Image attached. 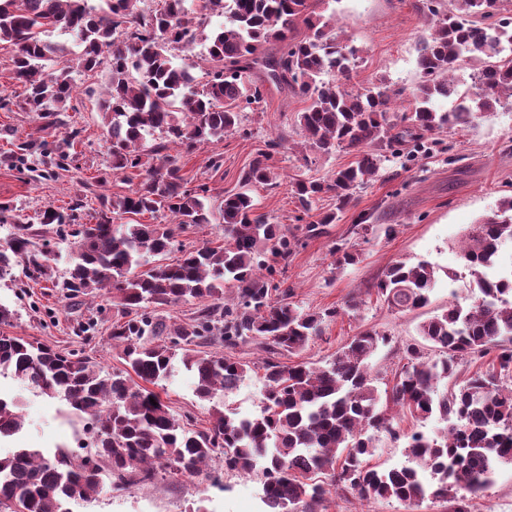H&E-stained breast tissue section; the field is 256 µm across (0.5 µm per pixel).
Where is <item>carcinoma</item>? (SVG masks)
Here are the masks:
<instances>
[{"mask_svg":"<svg viewBox=\"0 0 512 512\" xmlns=\"http://www.w3.org/2000/svg\"><path fill=\"white\" fill-rule=\"evenodd\" d=\"M0 0V43L15 49L13 78L24 87L23 105L58 122L70 107L72 60L94 70L100 55L112 56V77L100 111L112 142V172L141 170L128 194L101 198L94 224H65L48 211L43 223L71 240L72 257L64 287L78 298L95 290L117 310L112 346L123 368L109 371L73 352L65 353L23 336L0 334V376L10 375L43 395L65 401L71 418L84 422L95 443L80 456L58 449L19 448L0 456V512H70L67 504L88 499L105 487L123 489L169 478L214 483L224 473H256L264 512H319L338 491L365 501L396 499L410 508L428 499L468 512L465 491L476 494L493 481L499 465L512 463V270H497L499 251L512 242V197L500 200L463 237L461 252L477 289L470 304L448 309L420 323V336L439 351L423 360L420 349H404L407 363L391 391L380 394L370 359L387 341L376 330L360 331L323 366L288 365L323 327L355 313L352 297L339 308L304 310L292 302L293 289L276 280L283 269L261 260L268 253L288 259L298 240L280 224L256 212L251 192L276 179L273 156L282 139L268 142L243 169L239 189L227 192L220 210L224 243L176 247L175 228L207 224L209 189H187L165 146H146L159 131L166 142L191 152L197 146L240 131L243 106L264 98L265 83L286 87L305 100L297 114L309 147L330 155L346 150L355 160L329 180H296L293 196L309 214L322 194L335 209L307 227L321 234L339 214L355 206V192L377 175L389 157L428 150L432 135L471 125L498 106L512 105V61L495 47L512 44V0H418L431 33L420 43V81L412 108L394 116L400 92L384 82L348 86L356 51L339 35L335 17L317 13L314 0H164L149 15L139 0ZM224 15V24L205 37L207 80L197 82L176 64L171 48L193 45L205 12ZM74 36V46L47 36ZM465 59L479 62L470 85L459 88L455 73ZM58 67L50 70L47 62ZM334 73L326 81L323 76ZM452 106L438 110L433 100ZM165 209L170 224H114L112 214H155ZM38 229L15 224L0 244V278L20 266L30 277L51 279L50 255L38 245ZM181 256L165 262L173 251ZM437 280L427 261L394 260L374 285L388 306L401 312L422 308ZM193 302L190 321L168 326L157 306ZM259 340L270 357L262 361L264 392L260 412L241 415L224 406L249 376L250 364L224 354ZM494 354L484 370L450 390L467 357ZM192 373L193 393L212 403L211 427L195 428L193 417H176L159 393L175 365ZM444 423L433 436L408 439L411 464L377 470L369 431L397 435L403 417ZM24 427L16 398L0 396V442Z\"/></svg>","mask_w":512,"mask_h":512,"instance_id":"cac0c4a2","label":"carcinoma"}]
</instances>
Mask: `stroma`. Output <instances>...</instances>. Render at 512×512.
I'll return each instance as SVG.
<instances>
[{
  "mask_svg": "<svg viewBox=\"0 0 512 512\" xmlns=\"http://www.w3.org/2000/svg\"><path fill=\"white\" fill-rule=\"evenodd\" d=\"M319 10L326 16L335 15L343 38L357 50L353 83L368 87L383 80L402 89L395 108L405 110L419 80L417 49L429 34L417 0H321ZM14 54L12 46L0 44V96L13 103L11 111L0 110V203L12 208L9 216L0 220V240L10 234L13 225L40 224L45 211H69L78 199L84 200L85 208L77 214V223H94L100 197L126 194L140 180L138 170L118 174L111 170V143L98 110L111 69L104 64L87 72L73 66L78 108L61 113L58 125L46 127L35 113L22 107L24 90L12 78ZM303 107L301 97L271 86L263 101L242 114L249 136L229 135L201 144L190 154L173 145L167 152L175 157L188 187H209V202L215 208L225 192L237 190L238 177L255 153L269 140L284 138L286 149L273 158L275 186L255 188L252 196L259 213L270 223L283 225L289 235L303 241L285 266L284 278L294 290L293 300L311 311L342 306L353 296L362 302L357 314L339 316L326 325L323 334L310 340L296 359L322 366L360 330L381 331L387 342L379 346L371 364L377 387L383 392L391 389L395 373L404 363L406 345H418L425 357H436V349L419 336V324L446 309L451 300L470 294L471 276L459 243L499 199L512 195V111L487 113L468 128L436 133L437 144L429 155L385 162L372 182L357 190L355 208L326 225L323 235L309 238L305 222L298 219L293 180L326 179L336 168L350 164L353 157L345 152L322 155L305 149L296 122ZM74 129L79 132L75 160L67 170H55L52 157L40 151L21 148L25 142L63 139ZM217 155L224 164L216 170L211 159ZM361 211L370 216V229L364 236L353 232V221ZM44 237L53 255L52 282L32 280L18 269L0 280V302L17 312L7 334L30 337L57 349H81L105 368L121 367L120 351L108 339L113 315L110 300L102 294L65 298L56 283L63 280L69 267L70 248L52 229H45ZM350 245L356 246L358 259L336 269L334 248ZM396 259L426 260L437 268L438 280L428 306L401 312L377 297L372 285ZM0 393L19 398L25 419L23 429L0 445V450L39 448L51 454L63 447L78 451L85 435L81 424L65 418L63 401L8 376H0ZM160 395L174 414H191L197 428L209 427V406L194 397L187 372H178ZM438 427L434 418L424 423L407 418L400 424L401 438L376 432L370 465L389 469L405 464V435L414 431L430 434ZM260 490L254 475H226L220 491L201 476L106 490L71 502L70 509L188 512L194 501L205 496L210 512H262ZM467 503L470 512H512V464L501 465L492 484L468 496ZM325 512H448V505L437 499L411 509L394 499L362 502L349 494L329 496Z\"/></svg>",
  "mask_w": 512,
  "mask_h": 512,
  "instance_id": "35a3bbf8",
  "label": "stroma"
}]
</instances>
